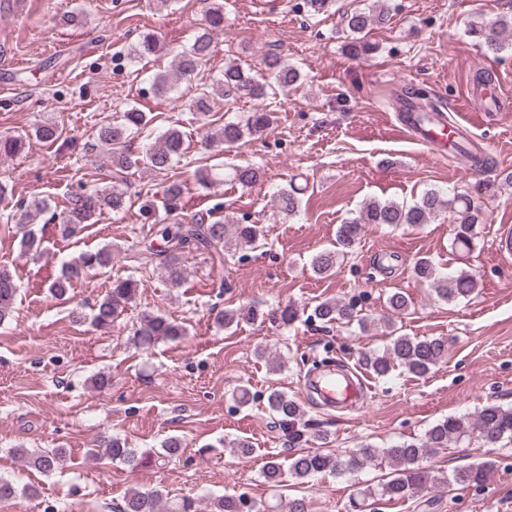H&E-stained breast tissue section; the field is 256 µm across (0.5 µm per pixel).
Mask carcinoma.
I'll return each instance as SVG.
<instances>
[{
	"mask_svg": "<svg viewBox=\"0 0 512 512\" xmlns=\"http://www.w3.org/2000/svg\"><path fill=\"white\" fill-rule=\"evenodd\" d=\"M389 6L386 0H376L366 10H355L346 14L343 20L349 31L355 34L350 45L357 57H365L373 51V46L364 40L365 32L388 20ZM224 28V4L218 2L210 8L207 23L195 37L191 48L180 55L175 63V78L161 72L151 81V88L158 95L172 91L174 85L188 84L189 110L203 119L214 110L215 100L224 102L248 97L267 100L275 91L294 85L300 75L292 67L284 65L278 56L265 58L263 72L247 71L235 64L224 67V73L207 87L189 86L191 77L208 60L212 45V31ZM470 34L478 38L486 49L498 53L512 40V18L498 16L479 26L471 28ZM159 49L157 38L152 34L141 37L131 50L135 58H144ZM271 122L267 109L252 112L238 122H226L218 136H210L209 141H220L232 147L247 136L262 131ZM153 118L149 113L131 106L120 113L112 122L102 123L95 129L93 138L100 152L111 163L110 182L102 187L75 193L68 197L67 205L57 214V230L64 239H77L95 215L106 209L121 211L126 208L128 199L124 185L128 172L139 164L157 172H168L176 167L186 154L183 132L175 127L166 129L156 138L155 144L144 151L133 152L132 137H137L151 129ZM63 127L55 121L47 120L34 127L37 139L54 143L62 137ZM26 136L0 137V153L13 156L24 148ZM229 180L245 188H250L262 179L261 169L252 164L234 165L229 171L213 173L207 169L199 171V180L205 185ZM299 191L291 187L282 189L272 196L275 205L285 214L294 215L299 211ZM182 183L173 180L162 190L159 201H148L141 210L151 224L157 226V234L164 242V249L155 250L148 246L143 250V265L152 264L160 258V264L167 280L179 285L184 279L181 256L185 250L204 251L220 264L235 254L256 249L265 244L263 226L245 224L235 217L210 220L201 215L194 222L185 224L176 220L181 209ZM49 209L45 199H34L28 205L20 204L7 214L6 220L14 222L16 234L20 235L21 252L35 255L41 252L42 239L34 225L32 216ZM448 214L449 223L454 225L452 245L462 253H470L475 246V228L484 220V208L469 194L453 193L444 195L430 189L412 202L395 200H373L365 204L353 218L339 225L336 232V245L319 251L311 260L313 271L321 276L333 272L339 259L353 251L358 243L365 224H382L390 227H418L428 224L442 214ZM112 263V248L102 246L95 250H83L62 265L60 274L50 284V292L57 300L68 299L75 281L92 270L108 268ZM416 278L429 284L438 299L444 302H458L470 297L479 288L477 278L462 271L456 275H442L428 258H420L414 264ZM140 281L131 277L117 278L105 296L94 305L93 326L108 329L117 322L129 305L135 301ZM19 291L15 272L7 265H0V324L10 319L13 305ZM313 315L324 324L356 323L362 327L370 321L367 314L349 301H324L313 309ZM260 316V309L254 305L226 309L216 316L217 323L229 328L242 322H252ZM388 329L389 343L381 350H369L362 355V362L376 376L385 378L397 368L424 377L430 374L448 357V341L443 336L412 337L397 334L395 322L384 321ZM186 334V327L169 319L159 312L143 309L137 313L130 326V341L139 349H150L159 340H177ZM266 407L276 419L288 446H296L304 437V411L300 403L288 393L272 389L266 398ZM487 444H495L503 439L512 441V408L490 404L479 412L475 424L471 425L462 417L449 416L431 426L423 439L403 441L388 448H375L363 444L348 453L333 449L303 451L290 457L288 474L304 484L321 474H352L367 464L380 462L390 469V479L382 483L373 494L390 499L404 498L412 490L424 489L438 481L446 486L462 485L481 487L492 471L493 462L481 461L456 471L450 477L438 478L424 465L429 455L446 450L473 432ZM99 447L109 459L135 471L148 461L146 453L129 446L118 437L100 440ZM13 453L28 467L42 473H51L63 464L67 451L64 448L33 449L15 448ZM164 494L158 489H136L126 496L122 512H199V506L192 499H183L167 506L163 505ZM209 512H263L264 507L248 495L225 494L214 497L209 503Z\"/></svg>",
	"mask_w": 512,
	"mask_h": 512,
	"instance_id": "1",
	"label": "carcinoma"
}]
</instances>
